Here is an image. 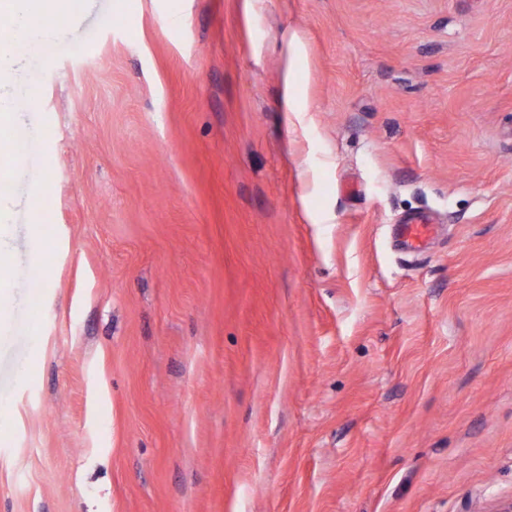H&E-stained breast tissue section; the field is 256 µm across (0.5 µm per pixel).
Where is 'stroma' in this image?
<instances>
[{
  "label": "stroma",
  "instance_id": "1",
  "mask_svg": "<svg viewBox=\"0 0 512 512\" xmlns=\"http://www.w3.org/2000/svg\"><path fill=\"white\" fill-rule=\"evenodd\" d=\"M60 22L0 72L36 99L5 193L0 512L512 500V0ZM418 213L437 233L408 255Z\"/></svg>",
  "mask_w": 512,
  "mask_h": 512
}]
</instances>
